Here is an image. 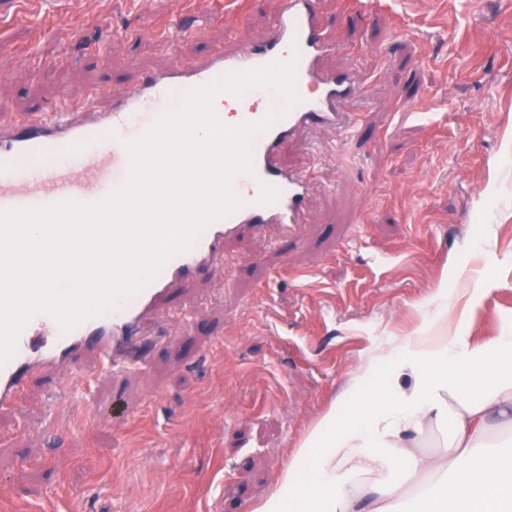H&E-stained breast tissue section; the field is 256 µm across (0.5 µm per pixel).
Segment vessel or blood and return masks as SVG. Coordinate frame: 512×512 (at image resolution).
<instances>
[{"label":"vessel or blood","instance_id":"b4317fda","mask_svg":"<svg viewBox=\"0 0 512 512\" xmlns=\"http://www.w3.org/2000/svg\"><path fill=\"white\" fill-rule=\"evenodd\" d=\"M195 35V29L176 21L161 30L179 65L136 77L107 110L96 109L92 98L64 97L45 120L19 122L0 132V210L95 203L125 182L130 168L126 142L142 136L170 108L174 90L202 88L227 73L274 62L295 64L298 99L281 117L272 115L280 100L272 88L256 86L225 96L240 122L265 126L250 142L252 173L232 181L241 208L207 225L189 250L171 257L139 292L118 296L105 313L69 330L48 313L34 314L20 331L14 353L0 362V410L20 404L35 373L57 371L60 396L74 399L91 390L98 374L134 365L145 314L200 274L223 276L225 238L244 225L260 233L276 226L297 234L311 178L283 166L280 157L298 133L313 126L359 132L347 106L363 97L364 84L353 72L324 68L322 59L336 43L322 28L319 0H279L267 37L257 43L238 40L232 49L197 57ZM72 148L78 151L74 162H56L59 152Z\"/></svg>","mask_w":512,"mask_h":512}]
</instances>
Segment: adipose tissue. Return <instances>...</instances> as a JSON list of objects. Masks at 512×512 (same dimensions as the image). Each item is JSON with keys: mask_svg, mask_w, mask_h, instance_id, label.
I'll return each instance as SVG.
<instances>
[{"mask_svg": "<svg viewBox=\"0 0 512 512\" xmlns=\"http://www.w3.org/2000/svg\"><path fill=\"white\" fill-rule=\"evenodd\" d=\"M469 329L440 282L421 325L350 375L254 512H396L413 484L425 512H512V455L482 451L492 428L512 430V332ZM435 431L441 451L422 454Z\"/></svg>", "mask_w": 512, "mask_h": 512, "instance_id": "obj_1", "label": "adipose tissue"}]
</instances>
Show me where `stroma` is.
<instances>
[{"instance_id":"1","label":"stroma","mask_w":512,"mask_h":512,"mask_svg":"<svg viewBox=\"0 0 512 512\" xmlns=\"http://www.w3.org/2000/svg\"><path fill=\"white\" fill-rule=\"evenodd\" d=\"M0 0V107L21 119L95 86L108 109L171 58L155 32L186 11L224 18L195 52L266 37L277 0ZM342 43L326 69L358 71L364 128L301 131L282 158L311 169L296 236L242 228L223 278L180 291L190 318L147 314L131 371L60 401L36 375L0 411V486L11 512H252L350 374L421 322L440 281L498 286L472 333L512 328V0H320ZM340 145L314 161L313 145ZM131 410L113 419V401Z\"/></svg>"}]
</instances>
